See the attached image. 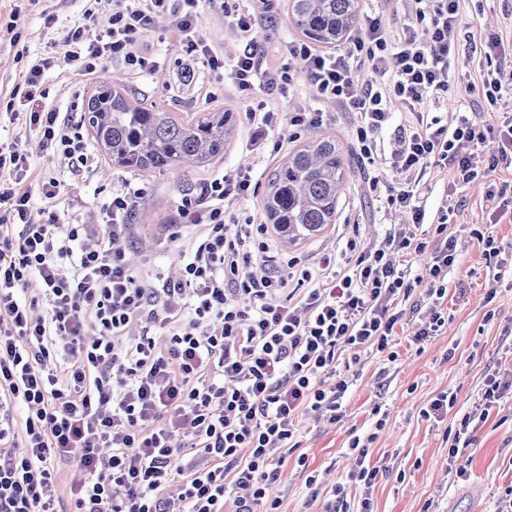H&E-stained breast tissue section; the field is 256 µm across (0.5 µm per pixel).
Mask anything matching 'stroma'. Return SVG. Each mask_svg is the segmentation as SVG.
Wrapping results in <instances>:
<instances>
[{
  "label": "stroma",
  "instance_id": "35a3bbf8",
  "mask_svg": "<svg viewBox=\"0 0 512 512\" xmlns=\"http://www.w3.org/2000/svg\"><path fill=\"white\" fill-rule=\"evenodd\" d=\"M360 4L359 29L377 21L388 43H397L406 28L416 23L415 0H360ZM238 5L259 19H270V26L259 31L267 47V61L276 68L286 65V44L302 37L292 22L289 0H275L271 6L265 0H238ZM83 6V0H22L20 17L15 20L11 0H0V93L10 94L21 80L23 66L15 60L18 49H25L30 56L51 55L52 38L78 25ZM459 11V36L451 54L456 76H464L467 70L476 31L498 34L505 52L512 53V0H461ZM11 21L22 34L16 47L11 45L6 29ZM198 34L223 55L224 71L212 72L201 60L187 55L160 21L141 40L149 69L134 70L115 62L104 67L100 75L121 80L141 106H155L185 120L213 110L235 112L237 126L223 155L207 167L179 174L129 171L103 163L75 172L64 157L32 147V178L48 174L64 184L56 206L63 222L98 223L113 191L127 186L141 189L132 216L138 232L126 246V259L164 280L177 275L181 253L192 235L179 213L186 193L215 175H231L238 168L251 167L256 192L244 199H226L225 221L234 224L251 217L266 223L262 198L269 173L302 143L330 136L352 155L336 220L302 243H281V250L313 260L340 252L347 237L369 240L383 234L389 225L401 223V215L387 204L385 188L369 189L374 171L355 154L353 131L346 122L323 126L282 123L277 135L283 149L274 155L268 148L252 145L246 118L250 109L263 105L287 114L326 112L330 106L314 99L302 77L285 97L259 86L250 96H240L229 68L242 51V42L225 28L221 14L213 9L205 12ZM43 86L48 92L47 104L62 112L72 111L77 98H88L95 89L93 83L65 74L59 66L45 72ZM484 191L483 183L472 184L460 193V206L448 217L449 233L459 235L460 240L458 265L448 274L447 324L439 335L413 343L409 335L423 314L420 291H413L403 301L407 325L405 335L396 339V361L379 356L361 359L359 377L349 387L343 415L336 423L302 419L300 445L278 463V478L271 487L272 496L279 500L278 512H320L331 485L344 481L355 464L347 450L354 434L376 433L367 459L380 472L371 489H348L350 512H360L365 497L370 499L373 512H423L428 505L434 512H494L499 490L512 485V397L502 399L476 432L464 478H457L449 469V443L445 439L448 426L478 404L483 375L496 368L512 369V273L494 277L477 245L466 237L469 225L486 226L505 251L512 253V223H491ZM491 287L496 295L490 300L486 293ZM448 389L456 392L457 401L446 420L422 417V408ZM380 418L386 424L379 430L375 423ZM301 456L306 458V466L298 465ZM312 472L317 481L310 485L306 478Z\"/></svg>",
  "mask_w": 512,
  "mask_h": 512
}]
</instances>
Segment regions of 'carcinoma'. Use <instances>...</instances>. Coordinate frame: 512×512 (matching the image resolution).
I'll list each match as a JSON object with an SVG mask.
<instances>
[{
    "mask_svg": "<svg viewBox=\"0 0 512 512\" xmlns=\"http://www.w3.org/2000/svg\"><path fill=\"white\" fill-rule=\"evenodd\" d=\"M294 24L311 41L337 46L358 21V0H291ZM84 122L110 166L143 172H181L224 154L235 127L229 110L185 122L173 113L133 103L105 81L90 95ZM347 159L336 140L313 139L288 154L271 174L263 207L290 242L308 239L333 223Z\"/></svg>",
    "mask_w": 512,
    "mask_h": 512,
    "instance_id": "obj_1",
    "label": "carcinoma"
}]
</instances>
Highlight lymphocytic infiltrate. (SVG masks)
I'll return each instance as SVG.
<instances>
[{
  "label": "lymphocytic infiltrate",
  "mask_w": 512,
  "mask_h": 512,
  "mask_svg": "<svg viewBox=\"0 0 512 512\" xmlns=\"http://www.w3.org/2000/svg\"><path fill=\"white\" fill-rule=\"evenodd\" d=\"M82 22L55 40L70 73L94 79L118 61L147 68L140 40L157 18L186 51L212 71L224 57L196 38L203 6L220 4L224 24L245 42L233 67L239 91L256 82L287 95L303 74L332 112L251 111L253 144L280 151L274 131L292 125L346 120L362 158L382 153L379 135L390 102L412 120L388 164L399 174L387 201L407 217L383 237H351L340 255L313 263L297 256L276 262L269 225L224 222L228 196L252 194L250 170L214 178L186 194L180 214L198 226L179 279L150 284L130 268L121 247L133 226L129 215L141 192L113 194L99 224H63L56 211L34 210L32 195L57 200V178H29L31 141L62 155L71 166H90L83 124L48 106L42 75L49 59L27 63L20 95L27 109L24 134L0 147V512H59L58 466L75 462L84 478L71 512H255L277 501L271 452L295 448L302 419L336 421L355 373L340 369L337 354L374 352L397 357L404 330L400 297L421 288L430 316L413 336H434L448 319V270L457 240L446 216L458 187L486 183L493 223L512 221V180H495L512 168V64L485 57L463 92L477 113L456 126L422 112L427 97L447 91L451 50L460 24L459 0H423L417 29L388 45L378 23L340 52L289 42L294 69L264 64L255 18L228 0H112L108 16L99 0H85ZM390 78L388 94L357 84L353 63ZM500 118L489 124L482 113ZM497 149L487 153L484 145ZM431 167L448 169L452 186L445 216L426 224L420 184ZM427 255L424 267L415 256ZM38 288H30V281ZM512 392V370L496 369L482 381L478 411L464 415L451 436L450 457L464 456L491 410ZM24 417H16L17 407ZM190 432L189 447L173 437ZM359 466L347 484L371 487L378 467L365 463L369 442L352 437ZM347 484L334 486L323 512H341Z\"/></svg>",
  "instance_id": "f902f5d3"
}]
</instances>
